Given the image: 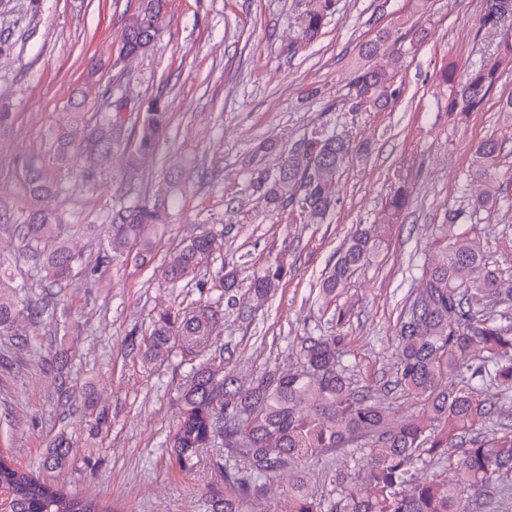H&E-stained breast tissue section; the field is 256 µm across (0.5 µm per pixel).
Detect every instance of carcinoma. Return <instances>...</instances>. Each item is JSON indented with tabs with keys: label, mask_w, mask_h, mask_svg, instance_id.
I'll return each instance as SVG.
<instances>
[{
	"label": "carcinoma",
	"mask_w": 512,
	"mask_h": 512,
	"mask_svg": "<svg viewBox=\"0 0 512 512\" xmlns=\"http://www.w3.org/2000/svg\"><path fill=\"white\" fill-rule=\"evenodd\" d=\"M168 0H139L118 46L131 58L146 53L160 34ZM336 0H305L299 17L295 53L314 42L335 12ZM512 18V0H485L481 27L496 30ZM405 45L380 34L365 43L367 64L355 71L352 108L381 111L396 95L394 78ZM382 56L386 66L371 64ZM512 67V37L497 54L456 78L446 68L439 80L448 85V111L464 116L483 106L502 71ZM129 103L116 97L111 111L87 117L72 113L71 129L53 141L52 161H25L27 210L19 225L22 242L41 279L61 287L78 273L77 257L64 238L61 218L43 206L59 192L61 173L77 162L89 166L112 157L131 137L125 155L135 174L169 131V113L156 101L143 113L127 114ZM502 144L494 137L473 147L470 179L483 192L467 210H454L437 225L424 261L393 328L395 362L382 382L364 384L346 361L347 337L341 327L350 309L336 297L361 267L382 250L385 228L397 222L409 198L397 190L378 224L357 227L320 285V297L334 306L336 333L306 336L291 353L288 368L275 366L248 381L208 363L193 373L182 394L179 425L171 448L176 466L191 473L205 448H217L215 464L224 476V494L205 499V512H263L267 483L288 470V493L280 512H508L505 482L512 479V421L500 406L512 400V278L486 262L472 217L496 201L497 160ZM350 154V142L316 129L278 158L271 172L258 165L251 184L267 207L291 210L313 222L336 205V181ZM166 205L146 202L116 211L107 227L112 259L145 264L166 228ZM224 250V239L203 232L182 241L161 268L172 284H207L202 272ZM242 270L224 267L219 280L226 308H239L235 287ZM287 270L283 259L269 260L249 278L248 295L262 306ZM40 310L16 294L11 272L0 262V337L16 335L17 323ZM222 313L209 303L190 302L157 312L142 331L143 355L158 360L174 349L187 355L208 351ZM410 409L400 417L402 404ZM330 448L345 452L336 470L329 502L315 496L299 462ZM73 446L60 437L43 466L63 470ZM475 498L467 499L469 492ZM0 512H100L95 502L49 484L31 471L7 462L0 450Z\"/></svg>",
	"instance_id": "carcinoma-1"
}]
</instances>
